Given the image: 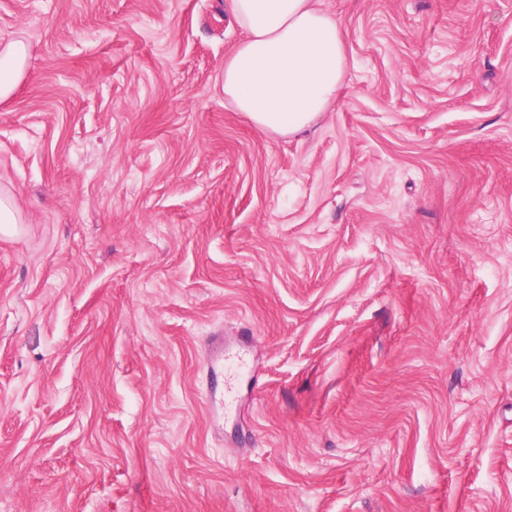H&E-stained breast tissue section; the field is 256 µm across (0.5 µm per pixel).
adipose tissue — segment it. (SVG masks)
<instances>
[{
  "label": "adipose tissue",
  "instance_id": "1",
  "mask_svg": "<svg viewBox=\"0 0 512 512\" xmlns=\"http://www.w3.org/2000/svg\"><path fill=\"white\" fill-rule=\"evenodd\" d=\"M225 6L244 34L218 79L225 100L264 132H306L344 85L339 23L313 0H226ZM29 59L25 36L0 42V102L14 95Z\"/></svg>",
  "mask_w": 512,
  "mask_h": 512
}]
</instances>
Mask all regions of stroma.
<instances>
[{"instance_id": "stroma-1", "label": "stroma", "mask_w": 512, "mask_h": 512, "mask_svg": "<svg viewBox=\"0 0 512 512\" xmlns=\"http://www.w3.org/2000/svg\"><path fill=\"white\" fill-rule=\"evenodd\" d=\"M316 5L283 137L224 0H0V512H512V0ZM244 37L217 79L224 99L266 133L301 134L338 98L342 29L313 0H226ZM30 44L23 35L0 42V102L9 100L26 76Z\"/></svg>"}]
</instances>
